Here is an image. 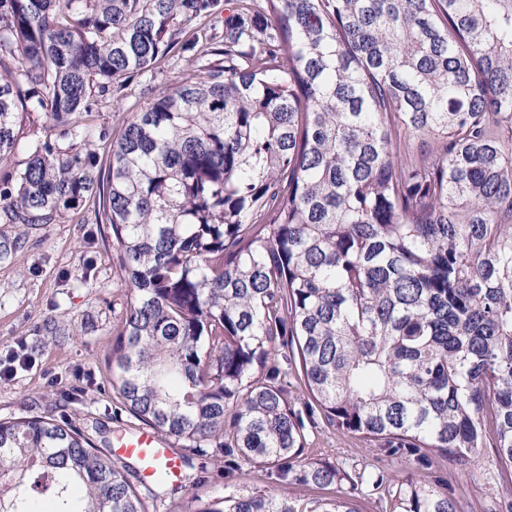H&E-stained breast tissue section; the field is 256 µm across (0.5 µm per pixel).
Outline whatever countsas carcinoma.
<instances>
[{
    "instance_id": "carcinoma-1",
    "label": "carcinoma",
    "mask_w": 512,
    "mask_h": 512,
    "mask_svg": "<svg viewBox=\"0 0 512 512\" xmlns=\"http://www.w3.org/2000/svg\"><path fill=\"white\" fill-rule=\"evenodd\" d=\"M221 5L0 0V223L102 199L128 290L107 367L146 425L272 486L346 481L382 512H459L431 451L466 468L489 446L512 466V0H236L220 28ZM187 52L216 60L164 85L157 63ZM134 77L151 102L115 140L83 123ZM22 112L68 146L34 133L13 162ZM317 410L412 473L305 461ZM0 512L150 504L46 414L0 419ZM169 512L359 510L233 488Z\"/></svg>"
}]
</instances>
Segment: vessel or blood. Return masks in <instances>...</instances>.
<instances>
[{
    "label": "vessel or blood",
    "mask_w": 512,
    "mask_h": 512,
    "mask_svg": "<svg viewBox=\"0 0 512 512\" xmlns=\"http://www.w3.org/2000/svg\"><path fill=\"white\" fill-rule=\"evenodd\" d=\"M114 450L119 457L139 462L143 481H152L160 475L173 480L181 475V458L157 432L145 430L133 437L119 439Z\"/></svg>",
    "instance_id": "b4317fda"
}]
</instances>
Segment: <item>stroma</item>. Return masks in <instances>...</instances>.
Listing matches in <instances>:
<instances>
[{
  "mask_svg": "<svg viewBox=\"0 0 512 512\" xmlns=\"http://www.w3.org/2000/svg\"><path fill=\"white\" fill-rule=\"evenodd\" d=\"M147 103L138 82L130 81L121 92L98 98L83 121L114 135L131 112ZM98 208L97 198L92 197L55 224L0 223V241L22 242L10 260L0 262V365L9 363L20 344L34 347L28 364L14 366L0 377V418L44 415L60 406L94 440L112 443L122 432L141 429L142 423L121 406L109 383L106 357L127 292L118 281L112 231L96 221ZM48 316L58 322L60 335L41 334L39 326ZM72 392L77 401L64 404V397ZM181 454L184 466L178 481L139 488L153 500L156 512H168L174 504L188 508L213 500L223 496L228 485L254 491L268 487L263 472L246 463L226 474L222 453L202 456L185 448ZM303 456L349 472L378 462L373 444L329 427L321 418L308 431ZM381 465L393 479L407 470L405 463L397 461ZM434 467L453 489L461 512H485L493 498L512 490V468L499 465L490 448L483 450L480 462L470 470L445 457L437 458ZM275 493L348 497L358 512H382L377 495L351 489L346 483L326 490L292 484L276 488Z\"/></svg>",
  "mask_w": 512,
  "mask_h": 512,
  "instance_id": "35a3bbf8",
  "label": "stroma"
}]
</instances>
